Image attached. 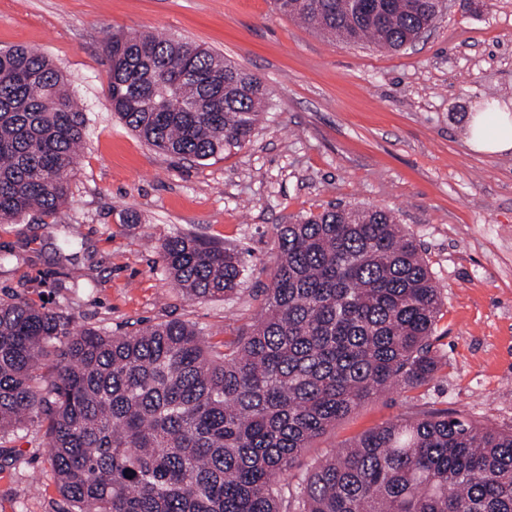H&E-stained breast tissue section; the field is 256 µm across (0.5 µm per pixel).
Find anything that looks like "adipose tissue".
Masks as SVG:
<instances>
[{
    "instance_id": "ef3b65f1",
    "label": "adipose tissue",
    "mask_w": 512,
    "mask_h": 512,
    "mask_svg": "<svg viewBox=\"0 0 512 512\" xmlns=\"http://www.w3.org/2000/svg\"><path fill=\"white\" fill-rule=\"evenodd\" d=\"M465 136L474 152L489 155L512 152V109L496 100L476 103Z\"/></svg>"
}]
</instances>
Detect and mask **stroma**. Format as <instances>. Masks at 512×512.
<instances>
[{
    "instance_id": "stroma-1",
    "label": "stroma",
    "mask_w": 512,
    "mask_h": 512,
    "mask_svg": "<svg viewBox=\"0 0 512 512\" xmlns=\"http://www.w3.org/2000/svg\"><path fill=\"white\" fill-rule=\"evenodd\" d=\"M118 32L223 54L259 78L275 119L228 154L192 163L159 153L112 111L103 48ZM14 45L63 71L88 123L67 207L0 224V299L116 334L187 321L218 347L258 317L275 225L337 203L387 208L441 289L439 369L339 419L305 449L285 492L315 459L399 417L457 410L512 430V153L479 155L464 139L475 103L512 100V0H449L397 52L331 41L272 0H0V48ZM125 214L135 223L121 224ZM174 233L241 249L243 289L187 299L159 252ZM68 510L41 419L0 438V512Z\"/></svg>"
}]
</instances>
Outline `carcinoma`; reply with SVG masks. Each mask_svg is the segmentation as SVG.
I'll use <instances>...</instances> for the list:
<instances>
[{
    "instance_id": "carcinoma-1",
    "label": "carcinoma",
    "mask_w": 512,
    "mask_h": 512,
    "mask_svg": "<svg viewBox=\"0 0 512 512\" xmlns=\"http://www.w3.org/2000/svg\"><path fill=\"white\" fill-rule=\"evenodd\" d=\"M274 0L346 43L400 50L436 0ZM112 110L158 151L205 160L242 147L269 109L261 81L188 42L119 33L104 47ZM86 112L63 73L27 46L0 49V223L58 213ZM278 249L251 330L224 351L180 320L132 333L73 330L0 301V437L46 424L73 512H282L280 482L308 444L362 402L433 379L439 288L419 243L382 208L333 206L276 226ZM194 299L245 283L235 248L190 235L160 244ZM294 512H512V431L457 412L397 418L317 461Z\"/></svg>"
}]
</instances>
